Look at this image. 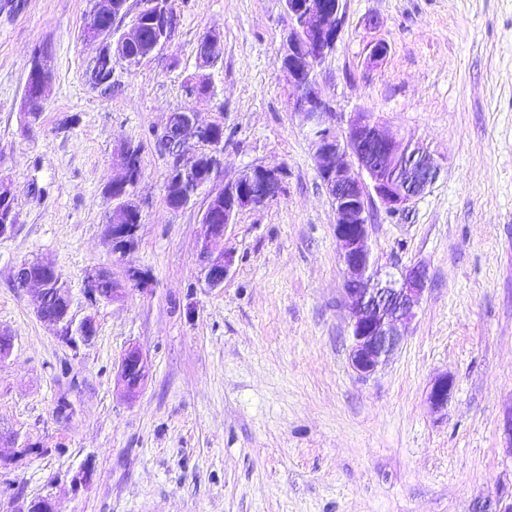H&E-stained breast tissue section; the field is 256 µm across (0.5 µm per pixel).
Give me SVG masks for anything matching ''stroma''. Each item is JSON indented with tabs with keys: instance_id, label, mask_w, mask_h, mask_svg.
<instances>
[{
	"instance_id": "obj_1",
	"label": "stroma",
	"mask_w": 512,
	"mask_h": 512,
	"mask_svg": "<svg viewBox=\"0 0 512 512\" xmlns=\"http://www.w3.org/2000/svg\"><path fill=\"white\" fill-rule=\"evenodd\" d=\"M174 6L170 45L116 69L104 95L88 82L95 47L81 38L89 0H0V178L19 213L0 239V330L15 339L0 360V512L44 496L58 512H502L512 503V0H343L336 51L317 70L337 131L369 112L442 165L405 211L372 207L378 267L421 265L429 281L400 349L368 379L348 359L333 205L281 68L282 0ZM214 30L213 91L187 97ZM378 42L388 53L375 63ZM38 46L53 73L30 129L21 104ZM186 109L223 126V166L174 209L157 139ZM128 143L144 174L121 258L105 189ZM256 164L278 168V196L236 216L223 241L234 265L208 287L197 248L210 194ZM34 259L55 266L77 316L94 317L90 342H62L31 292L13 288L15 268ZM96 267L111 272L117 300L86 299ZM132 344L149 379L128 397L117 371ZM443 375L452 387L438 409L428 392ZM82 469L92 477L74 485Z\"/></svg>"
}]
</instances>
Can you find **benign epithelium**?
I'll return each instance as SVG.
<instances>
[{
  "label": "benign epithelium",
  "mask_w": 512,
  "mask_h": 512,
  "mask_svg": "<svg viewBox=\"0 0 512 512\" xmlns=\"http://www.w3.org/2000/svg\"><path fill=\"white\" fill-rule=\"evenodd\" d=\"M342 0H331L318 6L309 0H284L288 15V35L282 45L283 73L288 84L300 92L299 109L305 114L309 130H320L310 137L313 159L318 175L331 198L335 214V234L341 245V261L345 273V297L352 311L349 336V361L356 374L367 379L373 376L399 348L403 332L399 326L410 324L416 317L421 298L426 290L427 273L422 266H413L401 272L400 278L381 276L371 264L368 239V210L377 199L388 213L405 210L406 206L421 196L438 178L440 166L434 158L420 148H410L387 131L368 112H355L350 117L345 137H340L333 126L334 112L322 99L314 77L316 68L333 54L340 30L330 24L334 16H343ZM112 0H95V9L83 27V39L97 43L99 55H108L125 62L126 47L141 40L138 25L127 32H120L117 16L109 23L95 21L98 15H111ZM166 9L154 15L157 37L146 48L140 60H145L164 49L171 42L169 14ZM220 34L210 31L204 35L198 51L202 69L215 67L213 58L203 54V49L220 43ZM160 141L170 148L168 154L172 178L168 190L192 199L213 180V174L223 164L222 143L216 141L215 125L200 120L197 112H174L169 116ZM208 147L210 168L208 178L197 180V159L200 146ZM358 162L361 174L352 173L349 156ZM117 166L121 176L112 179V243L118 242L115 230L133 234L138 225H118L121 214L134 207L131 193L126 191L129 179V153L120 152ZM277 178V168L257 165L243 170L238 178L218 191L211 198L224 195V223L207 225L208 234L197 253V259L206 275L207 285L218 288L234 264L233 256L219 252L215 243L224 239L228 226L234 223L239 211L264 205L267 197L257 191L260 185L270 186ZM107 270L98 268L87 274L85 290L95 299L101 298L99 283ZM14 280L27 281L33 289L34 310L43 321L55 327L57 335L70 341L71 332L64 322L79 326L87 342L93 338V318H77L67 310L65 320L55 321L44 316L45 290L27 277L25 266L19 265ZM149 372L146 358L136 345L129 346L120 361L117 384L127 396L138 394L146 385ZM451 381L444 376L434 380L428 398L437 408L448 404Z\"/></svg>",
  "instance_id": "7a95c632"
}]
</instances>
